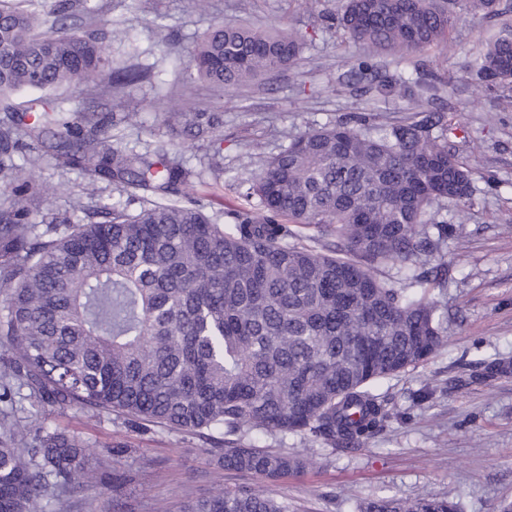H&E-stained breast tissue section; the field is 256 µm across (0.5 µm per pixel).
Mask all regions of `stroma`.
Listing matches in <instances>:
<instances>
[{"label": "stroma", "mask_w": 512, "mask_h": 512, "mask_svg": "<svg viewBox=\"0 0 512 512\" xmlns=\"http://www.w3.org/2000/svg\"><path fill=\"white\" fill-rule=\"evenodd\" d=\"M108 15L124 20L129 35L104 41L113 63L134 64L148 80L126 86L142 100V124L112 132V144L143 149L166 141L163 121L210 94L201 81L179 73L193 41L213 19H242L237 0H211L209 12L192 0H105ZM254 23L283 22L303 32L309 44L294 69L265 76L247 95L225 94L224 173L209 166L212 149L196 140L176 150L187 168L201 172L198 199L220 224L228 212L250 208L246 189L256 170L255 155L279 152L289 137L343 117L367 114L371 123H399L414 109L396 96L383 97L354 76L361 61L386 74L418 81L433 111L448 121V137L475 174L472 201L441 211L452 237L466 241L448 253V344L415 370L378 383L390 400L394 421L357 450L322 445L303 472L265 481L220 468L208 441L191 432L140 425L112 413L87 417L77 408L48 407L30 417L43 425L92 442L86 466L103 483L75 495H60L56 512H181L186 501L219 489L253 487L294 503L300 512H357L370 498L445 496L463 512H496L512 500V371L458 389L478 363L512 361V83L488 91L469 77L473 59L486 46L512 36V0H496L494 14L461 15L450 48H431L397 60L349 40L329 24L343 0H252ZM33 182L53 193L33 199L38 214L72 218L92 203L81 193L77 172L43 165ZM433 382L441 388L417 405L413 393Z\"/></svg>", "instance_id": "1"}]
</instances>
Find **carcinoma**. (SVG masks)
<instances>
[{"instance_id": "1", "label": "carcinoma", "mask_w": 512, "mask_h": 512, "mask_svg": "<svg viewBox=\"0 0 512 512\" xmlns=\"http://www.w3.org/2000/svg\"><path fill=\"white\" fill-rule=\"evenodd\" d=\"M495 0H346L332 20L349 38L400 58L448 46L455 8L489 15ZM77 16L80 26L64 20ZM122 22L99 0H0V400L17 379L38 403L162 424L207 435L218 465L267 480L297 474L318 445L361 447L392 419L375 384L413 370L447 341L448 224L433 207L467 203L473 168L448 142L444 116L415 83L355 75L379 93L401 91L422 119L389 128L364 117L291 139L257 169L246 196L256 208L218 224L180 187L194 177L166 143L144 152L114 147L108 130L136 125L140 102L122 89L149 77L104 54ZM307 40L286 24L263 29L215 20L188 51L185 70L216 102L173 113L170 124L223 159L226 90H244L290 67ZM493 89L512 80V38L476 57ZM112 95L111 112L60 117L36 97L17 112L12 96L58 87ZM79 170L82 193L107 181L141 203L131 214L98 203L101 221L41 220L30 209V172ZM297 435L296 453L249 435ZM84 438L0 419V512H48L57 490L94 481L81 465ZM182 512H293L253 488L218 491ZM358 512H461L447 497L372 498Z\"/></svg>"}]
</instances>
